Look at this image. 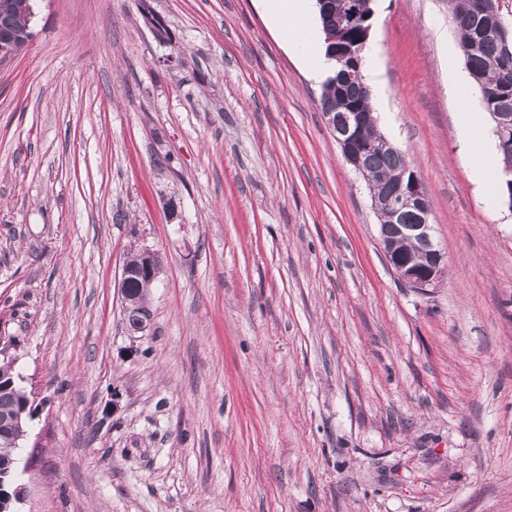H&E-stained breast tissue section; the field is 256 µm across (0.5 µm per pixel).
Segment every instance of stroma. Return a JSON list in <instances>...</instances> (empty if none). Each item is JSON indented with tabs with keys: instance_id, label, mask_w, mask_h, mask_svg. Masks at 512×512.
Returning a JSON list of instances; mask_svg holds the SVG:
<instances>
[{
	"instance_id": "35a3bbf8",
	"label": "stroma",
	"mask_w": 512,
	"mask_h": 512,
	"mask_svg": "<svg viewBox=\"0 0 512 512\" xmlns=\"http://www.w3.org/2000/svg\"><path fill=\"white\" fill-rule=\"evenodd\" d=\"M373 6L376 126L448 257L428 297L265 0H36L0 62L22 512H512V208L470 176L447 0ZM142 246L162 272L131 336ZM137 252L131 253L127 257L129 262H137L129 264L127 261L123 263L120 277V291L122 296V309L124 320L127 325V330L131 336L136 334H143L150 324V313L146 306L139 303L135 297L132 296L129 283L132 280H138L131 284V290L139 299L147 303L149 290L155 283H146L139 280H146L156 282L161 273V264L158 261L157 255L153 249L149 247H141L134 250Z\"/></svg>"
}]
</instances>
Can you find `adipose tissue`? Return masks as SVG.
Listing matches in <instances>:
<instances>
[{
  "mask_svg": "<svg viewBox=\"0 0 512 512\" xmlns=\"http://www.w3.org/2000/svg\"><path fill=\"white\" fill-rule=\"evenodd\" d=\"M267 9L292 52L310 69L323 75L329 74L333 63L320 42V20L315 0H267ZM458 126L461 139L472 158L471 177L483 188L484 201H491L495 175L487 160L482 118L465 105L458 114Z\"/></svg>",
  "mask_w": 512,
  "mask_h": 512,
  "instance_id": "1",
  "label": "adipose tissue"
}]
</instances>
